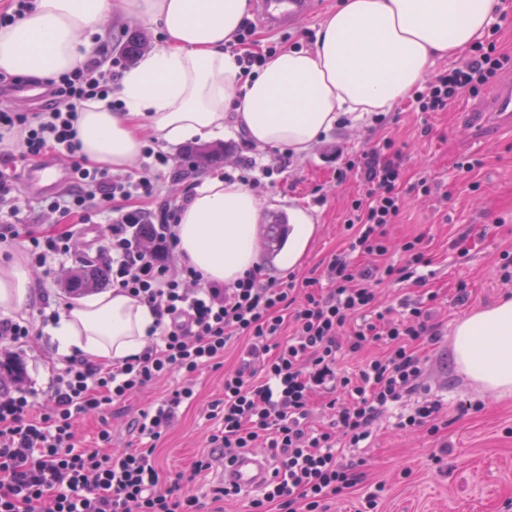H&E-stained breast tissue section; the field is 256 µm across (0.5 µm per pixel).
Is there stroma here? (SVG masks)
I'll return each instance as SVG.
<instances>
[{
  "instance_id": "obj_1",
  "label": "stroma",
  "mask_w": 512,
  "mask_h": 512,
  "mask_svg": "<svg viewBox=\"0 0 512 512\" xmlns=\"http://www.w3.org/2000/svg\"><path fill=\"white\" fill-rule=\"evenodd\" d=\"M137 33L146 36L148 50L160 49L164 43L161 25L116 17L98 40L99 56L121 55ZM494 89V84H487L478 95L461 98L445 112L423 114L404 100L387 112L381 126L343 121L309 154L293 157L287 173L254 190L265 223H276L296 208L304 209L313 221L315 234L293 270L296 277H304L347 248V207L353 197L366 191L355 175L337 180V153L367 149L391 138L405 157V189L402 215L397 224L388 227L387 234L395 243L422 237L431 259L424 273L430 288L439 294L436 320L441 339L424 345L422 352L430 367L429 396L442 403L440 417L446 424L448 456L443 463H434L438 438L423 429L401 430L398 409H389L376 422L366 447L355 451L362 460L361 482L328 512H357L364 493L378 482L386 486L379 512H506L504 504L512 499V392L480 394L457 370L452 355L456 320L494 304L503 295H512V281H503L500 271L504 254H512V132L473 114L474 107L490 101ZM244 137L233 122H226L223 135L207 142L208 147L220 149V156L184 179L174 178L173 172L183 166L185 145L165 146L170 162L161 194L142 201V209L154 211L162 202L183 198L189 183L237 175ZM465 161L473 163L472 171L462 170ZM423 178L432 187L430 194L416 188ZM16 194L20 217L31 229L74 234L71 257L57 265L51 277L35 273L33 297L27 306L31 312L43 305L60 310L74 299L66 288L68 278L82 266L106 264L100 247L107 219L101 215L90 224L78 216L64 220L40 208L24 185H17ZM462 283L469 299L460 303L456 296ZM10 357L24 368L23 386L42 390L58 354L42 331L27 347L10 353L0 349V361ZM237 364V351L232 348L224 355L223 369L199 373L195 402L183 409L177 424L157 444L156 460L164 485H171L178 475L190 474L212 427L205 418L207 407L223 397L224 373ZM179 385L178 376L168 377L112 405L102 416L79 420L80 440L92 445L96 433L105 428L111 431L115 447H124L129 441L127 423Z\"/></svg>"
}]
</instances>
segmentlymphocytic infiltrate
Listing matches in <instances>:
<instances>
[{
  "mask_svg": "<svg viewBox=\"0 0 512 512\" xmlns=\"http://www.w3.org/2000/svg\"><path fill=\"white\" fill-rule=\"evenodd\" d=\"M500 31V24H493L459 65L414 91V110L447 111L512 67V55L499 44ZM255 32V23L244 19L227 44L247 73L277 52L272 45L254 49ZM123 66L119 57L93 59L52 81L54 102L36 116L0 109V132L20 137L17 153L6 157L0 170V244L21 241L29 263L47 276L70 254L71 232L42 235L18 223L15 195L18 168L51 154L70 158V184L43 198L42 207L88 221L107 215L104 252L112 285L146 302L158 330L141 354L117 363L64 358L46 393L44 413L34 411L35 391L0 388V512H200L198 496L181 482L161 487L156 443L173 427L179 408L194 402L198 373L220 368L235 338L246 347L239 366L224 375L223 398L206 414L213 428L192 476L230 466L259 449L269 457L271 474L249 499L248 512H327L331 501L358 482L346 450L370 438L373 423L389 405L424 389L428 366L418 348L439 336L430 309L437 292H428L427 305L396 320L377 306L376 288L384 280L425 283L417 273L427 263L420 238L401 244L403 265L374 263L392 247L387 228L401 211L402 153L386 139L348 155L336 170L340 180L361 174L367 187L352 199L348 220L355 230L349 252L367 257L366 265L338 253L317 276L272 279L253 269L230 285L207 284L189 264L171 263L180 203L160 210L147 246L140 241L143 212L125 207L135 198L159 196L167 154L159 146H144L146 163L134 175L88 166L79 156L77 114L85 102L112 94ZM375 345L383 346V355L369 356ZM344 356L357 360L354 371L339 369ZM173 373L183 376L182 386L128 423L136 446L113 447L111 432L103 429L93 448L76 447L77 419L125 402ZM316 401L329 418L318 428L312 424Z\"/></svg>",
  "mask_w": 512,
  "mask_h": 512,
  "instance_id": "1",
  "label": "lymphocytic infiltrate"
}]
</instances>
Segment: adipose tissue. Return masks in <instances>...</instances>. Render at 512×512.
<instances>
[{
	"mask_svg": "<svg viewBox=\"0 0 512 512\" xmlns=\"http://www.w3.org/2000/svg\"><path fill=\"white\" fill-rule=\"evenodd\" d=\"M249 0H30L0 26V74L59 78L95 57L104 20L161 24L165 43L120 82L122 110L95 99L78 114L79 154L124 171L145 138L177 144L224 131L225 119L258 146L308 153L348 118L361 122L423 86L439 57L489 27L496 0H342L320 26L314 49H284L242 76L225 53ZM261 203L248 188L208 179L183 204L178 248L207 283H234L257 259ZM32 275L20 256L0 260V313L22 310ZM155 323L150 307L116 289L63 305L46 331L63 356L112 364L140 354ZM456 366L478 390L512 391V296L463 314L452 343Z\"/></svg>",
	"mask_w": 512,
	"mask_h": 512,
	"instance_id": "obj_1",
	"label": "adipose tissue"
}]
</instances>
